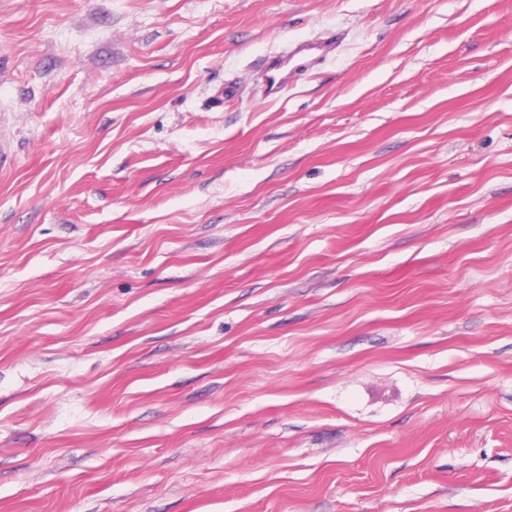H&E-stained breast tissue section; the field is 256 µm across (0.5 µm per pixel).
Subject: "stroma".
Here are the masks:
<instances>
[{
    "instance_id": "35a3bbf8",
    "label": "stroma",
    "mask_w": 512,
    "mask_h": 512,
    "mask_svg": "<svg viewBox=\"0 0 512 512\" xmlns=\"http://www.w3.org/2000/svg\"><path fill=\"white\" fill-rule=\"evenodd\" d=\"M0 512H512V0H0Z\"/></svg>"
}]
</instances>
